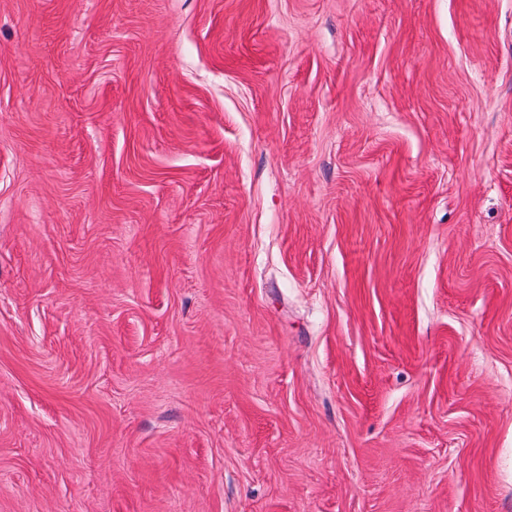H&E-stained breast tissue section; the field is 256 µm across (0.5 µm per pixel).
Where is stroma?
<instances>
[{
    "mask_svg": "<svg viewBox=\"0 0 512 512\" xmlns=\"http://www.w3.org/2000/svg\"><path fill=\"white\" fill-rule=\"evenodd\" d=\"M0 512H512V0H0Z\"/></svg>",
    "mask_w": 512,
    "mask_h": 512,
    "instance_id": "obj_1",
    "label": "stroma"
}]
</instances>
